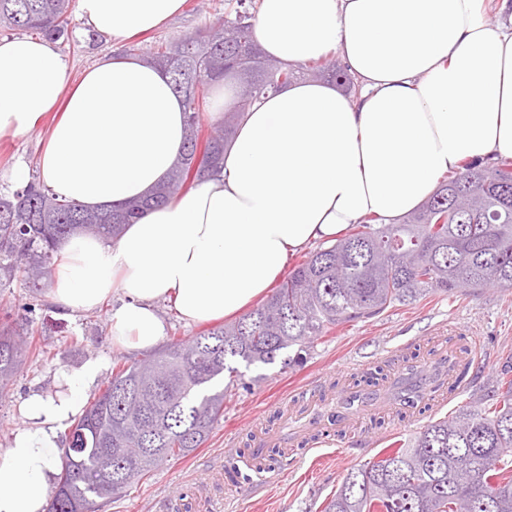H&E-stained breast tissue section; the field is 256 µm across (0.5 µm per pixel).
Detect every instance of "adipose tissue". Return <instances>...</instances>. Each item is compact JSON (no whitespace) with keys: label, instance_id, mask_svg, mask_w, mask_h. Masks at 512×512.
Instances as JSON below:
<instances>
[{"label":"adipose tissue","instance_id":"ef3b65f1","mask_svg":"<svg viewBox=\"0 0 512 512\" xmlns=\"http://www.w3.org/2000/svg\"><path fill=\"white\" fill-rule=\"evenodd\" d=\"M482 2L260 0L253 33L266 55L298 66L338 53L359 94L298 80L269 95L247 113L219 175L146 210L118 241L68 238L50 302L74 318L118 297L113 345L152 349L166 338L159 303L194 324L237 314L308 243L367 217L399 218L441 175L512 158V22L484 18ZM185 3L79 0V8L91 31L129 42ZM47 116L40 182L89 209L165 180L186 121L160 66L107 56L77 75L49 40L0 39V137L23 136ZM104 367L58 370L65 395L27 399L0 456V512H46L61 437Z\"/></svg>","mask_w":512,"mask_h":512}]
</instances>
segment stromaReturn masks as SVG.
<instances>
[{"label": "stroma", "mask_w": 512, "mask_h": 512, "mask_svg": "<svg viewBox=\"0 0 512 512\" xmlns=\"http://www.w3.org/2000/svg\"><path fill=\"white\" fill-rule=\"evenodd\" d=\"M226 15L225 0H187L184 12L162 28L121 46L90 32L75 10L73 39L60 48L79 72L110 54L145 56L158 43L180 41L221 25ZM48 128L44 122L24 137L0 139V192L15 188L13 165L35 169ZM109 312L105 304L70 319L52 307L46 290L29 288L19 279L0 287V324L7 320L20 324V339L30 344L8 386L0 391V456L22 422L24 400L33 393H55L58 369L77 370L91 361H105L89 392L95 398L105 389L113 368L136 361V354L113 348ZM457 331L477 339L480 357L470 369L468 389L452 404L430 413L434 419L454 416L457 407L472 404L474 393L491 380L502 372L512 373V288L430 294L336 327L315 340L304 364L276 363L246 370L245 384L226 391L224 415L200 448L133 479L125 494L104 504L100 512H323L350 468L407 442L419 430L420 421L399 420L394 408L382 403L378 414L385 420L383 426L365 420L350 434L329 437L322 447H284L263 482L249 468L237 467L239 449L255 447L262 436L287 435L289 426L307 425L309 395L320 399L318 412L327 416L335 411L336 399L352 377L379 365L389 377H396L405 354L417 348L447 347Z\"/></svg>", "instance_id": "obj_1"}]
</instances>
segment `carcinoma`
<instances>
[{"label":"carcinoma","mask_w":512,"mask_h":512,"mask_svg":"<svg viewBox=\"0 0 512 512\" xmlns=\"http://www.w3.org/2000/svg\"><path fill=\"white\" fill-rule=\"evenodd\" d=\"M71 0H0V30L69 40ZM255 16L224 19V42L200 32L161 44L148 62L166 64L183 97L186 124L181 162L155 193L93 211L58 200L35 183L0 195V286L20 277L52 278L56 243L75 232L117 240L144 210L180 195L187 184L221 171L224 145L246 112L270 92L306 76L355 88L333 60L303 69L265 56L253 38ZM236 81L224 122L201 137L200 114L214 81ZM203 160H198V153ZM488 284L512 288V162L468 166L444 179L417 209L389 224L370 217L349 234L309 254L280 288L238 321L188 343H172L112 373L101 395L74 421L48 512H97L121 497L131 480L198 448L224 416V372L303 362L302 353L336 327L407 304L429 293L454 294ZM296 349L293 357L286 356ZM24 354L0 327V389ZM410 356L404 391L420 394ZM490 407L463 406L437 419L387 455L348 470L324 512H512V380L484 390ZM469 468L474 481L456 476Z\"/></svg>","instance_id":"1"}]
</instances>
